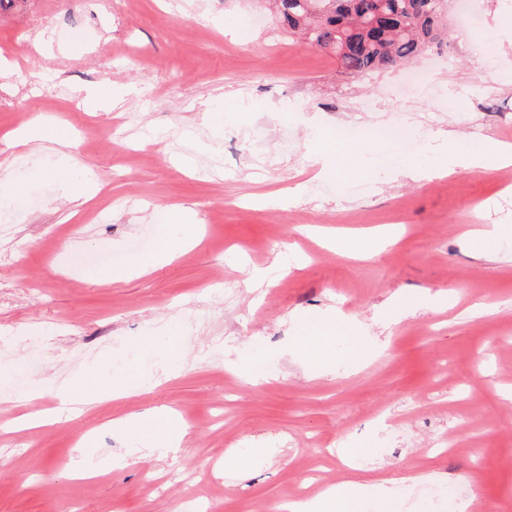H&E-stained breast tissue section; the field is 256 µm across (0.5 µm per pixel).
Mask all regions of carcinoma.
Segmentation results:
<instances>
[{
    "instance_id": "carcinoma-1",
    "label": "carcinoma",
    "mask_w": 512,
    "mask_h": 512,
    "mask_svg": "<svg viewBox=\"0 0 512 512\" xmlns=\"http://www.w3.org/2000/svg\"><path fill=\"white\" fill-rule=\"evenodd\" d=\"M446 0H269L288 35L336 59L351 74L397 69L442 45Z\"/></svg>"
}]
</instances>
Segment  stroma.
Instances as JSON below:
<instances>
[{
    "label": "stroma",
    "instance_id": "stroma-1",
    "mask_svg": "<svg viewBox=\"0 0 512 512\" xmlns=\"http://www.w3.org/2000/svg\"><path fill=\"white\" fill-rule=\"evenodd\" d=\"M500 0H448L442 48L407 70L342 73L293 41L261 0H0V422L62 410L72 379L94 369L122 398L38 428L0 433V512H272L275 503L363 476L408 474L403 512L460 483L432 512H512V239L476 255L471 230L512 225V165L428 182L402 176L406 155L379 143L372 168L318 177L315 153L337 128L381 121L431 147L437 137L512 145V45L481 37ZM236 22L248 43L224 32ZM41 52H34V44ZM83 53H72L73 45ZM126 95L87 110L85 89ZM77 143L10 145L40 124ZM90 174L111 198L84 200L61 181ZM190 208L204 229L148 271L171 239L161 212ZM399 238L367 260L323 248L307 228ZM121 262L103 277L84 255ZM268 272L251 286L243 273ZM228 293L215 292L216 282ZM452 291L448 304L430 298ZM420 305L386 325L392 300ZM331 315L374 345L368 359L323 370L305 325ZM172 416L186 433L165 458L129 456L121 420ZM88 448L100 477L71 476ZM358 448L366 465L342 451ZM257 457L225 473L227 451Z\"/></svg>",
    "mask_w": 512,
    "mask_h": 512
}]
</instances>
